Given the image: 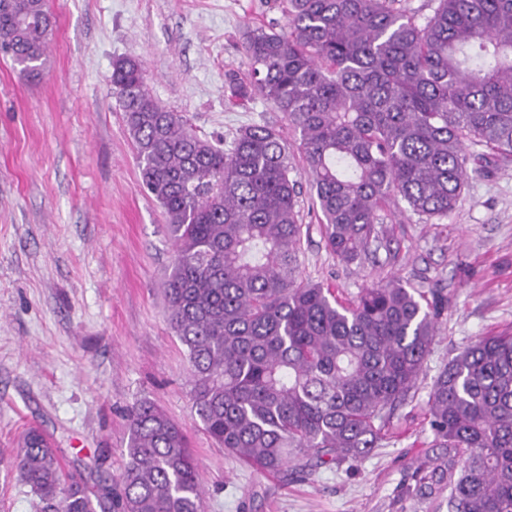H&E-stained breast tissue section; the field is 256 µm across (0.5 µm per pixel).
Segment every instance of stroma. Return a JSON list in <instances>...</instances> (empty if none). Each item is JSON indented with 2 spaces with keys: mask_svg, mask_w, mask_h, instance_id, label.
<instances>
[{
  "mask_svg": "<svg viewBox=\"0 0 512 512\" xmlns=\"http://www.w3.org/2000/svg\"><path fill=\"white\" fill-rule=\"evenodd\" d=\"M48 4L56 26L39 75L19 78L0 55V512H37L12 465L28 426L48 435L66 472L116 481L127 412L145 398L186 432L205 512H390L402 473L431 440L435 377L476 337L512 332V160L470 176L456 208L432 224L390 200L386 241L349 264L327 248L300 179V280L351 299L396 275L446 308L388 444L351 466L256 471L217 448L192 408L163 287L173 245L162 207L139 185L111 74L116 57L138 58L152 96L201 138L228 142L267 123L294 141L282 113L231 99L225 84L230 71L250 81L245 34L283 27L279 0Z\"/></svg>",
  "mask_w": 512,
  "mask_h": 512,
  "instance_id": "stroma-1",
  "label": "stroma"
}]
</instances>
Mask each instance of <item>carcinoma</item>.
<instances>
[{
  "label": "carcinoma",
  "mask_w": 512,
  "mask_h": 512,
  "mask_svg": "<svg viewBox=\"0 0 512 512\" xmlns=\"http://www.w3.org/2000/svg\"><path fill=\"white\" fill-rule=\"evenodd\" d=\"M281 0L286 24L251 30L248 84L297 135L327 247L344 263L384 237L389 200L431 222L470 174L512 157V0ZM47 0H0V53L39 73ZM112 88L144 191L164 209L175 259L164 288L202 428L268 473L293 462H357L388 439L436 337L442 303L393 276L343 299L297 278L298 179L280 131L240 128L229 148L198 137L148 91L139 59L112 62ZM480 146L485 153L469 151ZM432 440L406 471L395 512H512V335L481 336L435 379ZM118 494L63 473L30 427L14 464L38 512H204L183 429L144 399L128 412Z\"/></svg>",
  "instance_id": "1"
}]
</instances>
